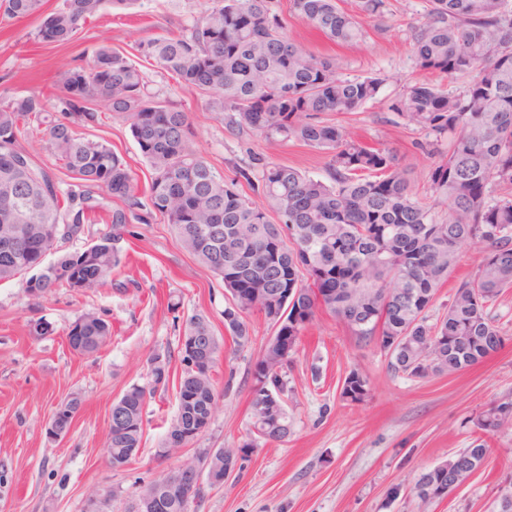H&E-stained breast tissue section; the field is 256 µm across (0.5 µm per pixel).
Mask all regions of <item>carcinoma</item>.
I'll use <instances>...</instances> for the list:
<instances>
[{
	"mask_svg": "<svg viewBox=\"0 0 512 512\" xmlns=\"http://www.w3.org/2000/svg\"><path fill=\"white\" fill-rule=\"evenodd\" d=\"M139 0H0L12 19L39 20L35 38L57 46L77 41L86 22L107 8L132 9ZM178 37L139 43L138 51L176 82L199 95L208 111L240 136L295 140L329 157V181L261 157L239 170L251 193L224 180L191 144L188 113L148 90L141 70L121 51L99 46L83 66L56 75L62 109L52 113L35 96L0 97V182L23 178L12 205L0 202V282L24 275L25 288L45 296L60 286L88 292L112 283L121 265L117 243L136 236L133 224L161 219L182 248L224 285V329L235 345L250 341L248 316L264 315L272 334L253 372L251 439L282 441L290 433L286 374L299 336L322 309L341 319L359 341H377L396 373L413 378L452 374L484 361L504 343L488 308L512 288V0H429L425 21L412 27L415 67L448 77L468 75L457 95L430 81L408 85L391 110L434 140L420 144L438 157L430 174L437 216L419 197L405 169L385 148L348 137L329 114L360 110L376 99L383 78H342L336 63L289 41L286 19L272 0H210ZM290 11L336 44L359 40L363 30L337 0H289ZM392 0H358L373 18L393 12ZM102 105L129 125L151 179L139 192L124 159L105 139L78 128L98 122ZM38 136L61 181L24 145ZM448 138V150L439 148ZM28 160V173L16 162ZM504 191L493 196L495 189ZM121 204L110 206L112 200ZM106 214L112 232L81 251L61 247L67 235ZM483 252L469 278L429 323L439 288L462 245ZM52 261L45 262L47 256ZM69 334L83 337L92 356L111 338L102 313L76 318ZM209 336L200 353L217 361L220 346L207 317L186 319L183 337ZM183 366L177 413L165 440L168 454L185 447L183 435L213 417L217 392L206 373L188 377ZM150 381L134 385L112 405L106 453L141 447L144 417L137 398H152L168 382L170 362L153 356ZM368 378H345L342 397L361 402ZM476 427L494 433L512 425V400L480 412ZM483 443L457 451L422 472L412 492L423 502L443 496L484 464ZM238 449L223 448L212 464L226 472Z\"/></svg>",
	"mask_w": 512,
	"mask_h": 512,
	"instance_id": "obj_1",
	"label": "carcinoma"
}]
</instances>
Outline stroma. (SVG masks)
<instances>
[{
    "instance_id": "obj_1",
    "label": "stroma",
    "mask_w": 512,
    "mask_h": 512,
    "mask_svg": "<svg viewBox=\"0 0 512 512\" xmlns=\"http://www.w3.org/2000/svg\"><path fill=\"white\" fill-rule=\"evenodd\" d=\"M274 4L288 17V38L335 58L342 77H384L374 101L338 121L366 144L389 149L420 197L430 199L433 159L419 147L425 134L391 110L404 87L421 77L409 26L423 21L428 0H397L394 14L363 19L362 38L348 46L328 42L291 15L289 0ZM203 8L204 0H141L132 14L105 11L88 23L83 39L66 46L35 41L36 20L0 15V95L35 94L55 104L57 67L85 64L93 48L107 41L142 70L151 91L189 113L195 149L225 179L236 180L255 155L327 179L324 153L297 141L235 136L197 94L139 55V43L180 35ZM85 133L109 139L139 188L147 187L149 167L126 124L103 110ZM137 231L119 243L123 263L113 284L97 291L63 286L35 297L22 280L0 285V512H84L97 486L113 492L109 512H132L140 489L182 456L235 448L248 437L252 371L269 325L262 314H252L251 343L235 346L224 328L220 279L181 247L171 225L156 221ZM89 310L105 312L112 323L110 341L92 358L73 352L67 341L70 325ZM490 311L505 338L502 348L463 371L423 379L393 373L377 343L359 342L342 320L317 311L287 372L288 439L259 442L224 487H204L191 512H498L500 491L512 481V426L485 435L474 421L490 404L512 400V290ZM196 313L210 320L221 345L212 371L220 394L211 424L185 455L162 458L157 450L177 412L178 340L186 318ZM39 318L52 324L53 334L29 336V322ZM157 354L172 358L169 387L146 406L138 457L112 470L105 451L112 404L130 387L147 384L149 359ZM353 370L369 381V394L359 403L341 396ZM69 396L80 397L82 409L66 436L50 440L46 424ZM480 438L488 454L477 473L444 498L424 503L414 496L411 488L422 471Z\"/></svg>"
}]
</instances>
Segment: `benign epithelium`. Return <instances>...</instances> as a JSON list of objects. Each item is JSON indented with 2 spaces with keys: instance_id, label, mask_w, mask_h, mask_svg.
Segmentation results:
<instances>
[{
  "instance_id": "7a95c632",
  "label": "benign epithelium",
  "mask_w": 512,
  "mask_h": 512,
  "mask_svg": "<svg viewBox=\"0 0 512 512\" xmlns=\"http://www.w3.org/2000/svg\"><path fill=\"white\" fill-rule=\"evenodd\" d=\"M66 404L60 402L50 417L46 433L53 440L68 434L70 428L65 426ZM232 475V471L222 472L208 465L188 467L178 465L171 476L161 485L149 483L140 490L134 512H166L167 504L175 499L183 503L185 510H190L194 502V493L203 483L213 487H222ZM107 492H91L86 497V512H106Z\"/></svg>"
}]
</instances>
